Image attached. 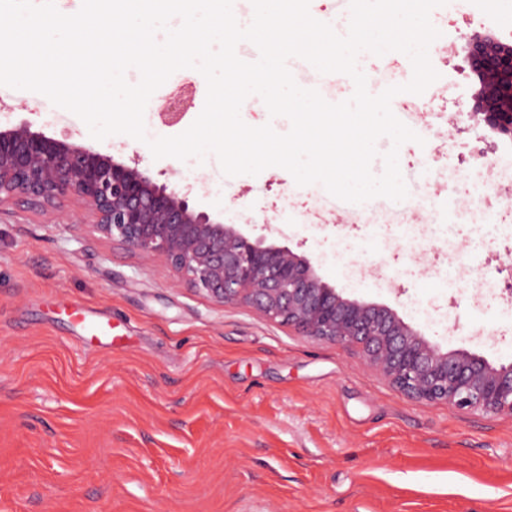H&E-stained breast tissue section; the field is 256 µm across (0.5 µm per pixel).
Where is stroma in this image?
Masks as SVG:
<instances>
[{
	"label": "stroma",
	"mask_w": 512,
	"mask_h": 512,
	"mask_svg": "<svg viewBox=\"0 0 512 512\" xmlns=\"http://www.w3.org/2000/svg\"><path fill=\"white\" fill-rule=\"evenodd\" d=\"M431 21L448 40L408 122L420 140L399 149L400 202L340 209L280 167L229 177L213 156L157 160L124 134L96 142L36 92L1 90L0 124L138 159L196 209L307 256L344 296L507 364L512 185L489 171L512 141L468 116L477 80L462 46L483 17L450 0ZM357 65L374 95L412 77L400 52ZM206 93L197 70L172 74L149 100V139L184 132ZM177 95L184 117L170 126L161 113ZM477 190L495 231L468 210ZM479 273L495 286L475 298ZM78 309L111 323V341L85 345ZM0 512H512V418L412 400L339 346L216 306L162 263L12 204L0 208Z\"/></svg>",
	"instance_id": "1"
}]
</instances>
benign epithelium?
Segmentation results:
<instances>
[{"instance_id": "obj_1", "label": "benign epithelium", "mask_w": 512, "mask_h": 512, "mask_svg": "<svg viewBox=\"0 0 512 512\" xmlns=\"http://www.w3.org/2000/svg\"><path fill=\"white\" fill-rule=\"evenodd\" d=\"M479 88L471 115L512 140V44L495 33L465 37ZM76 199L91 231L170 267L209 301L246 305L314 340L352 351L407 397L461 411L512 417V363L465 349L442 350L385 305L343 296L311 260L286 246L213 220L188 194L91 145L58 140L27 122L0 126V208L18 199L61 216Z\"/></svg>"}]
</instances>
